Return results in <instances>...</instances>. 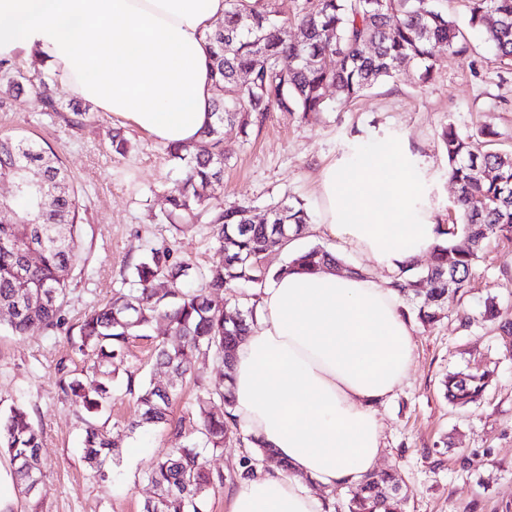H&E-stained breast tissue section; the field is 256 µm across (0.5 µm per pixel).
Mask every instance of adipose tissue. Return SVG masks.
<instances>
[{
  "mask_svg": "<svg viewBox=\"0 0 512 512\" xmlns=\"http://www.w3.org/2000/svg\"><path fill=\"white\" fill-rule=\"evenodd\" d=\"M224 0H0V58L37 60L74 98L163 145L198 139L213 84L205 38ZM409 146L384 141L320 181L323 227L390 270L428 252L436 209ZM413 326L388 285L292 271L264 288L230 382L239 429L287 460L239 480L229 512H329L373 473L377 407L413 360Z\"/></svg>",
  "mask_w": 512,
  "mask_h": 512,
  "instance_id": "1",
  "label": "adipose tissue"
}]
</instances>
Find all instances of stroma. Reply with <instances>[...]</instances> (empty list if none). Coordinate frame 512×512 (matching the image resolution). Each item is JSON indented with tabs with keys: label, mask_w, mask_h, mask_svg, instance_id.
Instances as JSON below:
<instances>
[{
	"label": "stroma",
	"mask_w": 512,
	"mask_h": 512,
	"mask_svg": "<svg viewBox=\"0 0 512 512\" xmlns=\"http://www.w3.org/2000/svg\"><path fill=\"white\" fill-rule=\"evenodd\" d=\"M468 37L466 58L434 48L428 83L399 75L312 122L274 111L246 141L237 127H225L224 140L234 153L224 166L217 205L243 206L259 219L271 204L302 200L312 222L298 241L300 248L319 245L340 252L346 266L382 282L391 279V272L369 256L341 252L338 241L323 231L319 176L327 164L358 158L379 141L408 144L411 163L427 168L439 223L453 222L456 189L438 143L441 126L451 121L471 131L488 120L501 146L512 149V66L496 60L479 32ZM14 63L27 80L17 89L0 74V132L26 134L61 158L82 204L84 260L70 274L65 329L15 336L0 326V411L24 404L42 432L44 476L37 512H141L155 494L144 473L170 447L168 433L147 429L124 439V449L134 450V457H121L105 473L96 472L83 459L85 424L61 394L58 368L66 366L74 374L86 368L90 359L72 348L71 329L116 291L134 288L133 267L144 254L168 250L187 261L194 287L224 255L210 213L188 226L161 222L167 207L164 188L180 175L179 163L167 156L164 145L95 106L79 117L66 111L72 98L56 83L49 91L64 109L42 111L36 88L45 74L26 58ZM117 129L132 144L123 156L112 152ZM489 299L500 310L495 323L480 318ZM462 309L471 318L469 325L453 313L431 325L415 323L409 373L378 407L384 437L378 467L400 473L407 489L402 512H512V336L498 330L499 323L512 321V239L485 241ZM477 366L494 373L480 404L467 409L449 404L444 377ZM251 452L249 445L231 440L223 451L208 454L209 467L225 476L223 488L208 500V512H229L234 470Z\"/></svg>",
	"instance_id": "obj_1"
}]
</instances>
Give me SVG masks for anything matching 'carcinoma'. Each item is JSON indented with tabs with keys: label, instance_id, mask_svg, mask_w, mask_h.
<instances>
[{
	"label": "carcinoma",
	"instance_id": "1",
	"mask_svg": "<svg viewBox=\"0 0 512 512\" xmlns=\"http://www.w3.org/2000/svg\"><path fill=\"white\" fill-rule=\"evenodd\" d=\"M468 25L482 32L497 59L512 64V0H467ZM447 0H225L224 19L207 35L211 77L221 91L211 103L214 122L191 145H169L166 153L183 163V174L166 187V218L187 219L206 210L223 188L224 165L231 158L224 144V125L238 127L243 137L261 126L272 111L298 113L317 119L324 112L346 107L375 85L398 75L408 63L417 79L433 74L432 49L466 56L469 38L448 14ZM299 34L288 37V27ZM333 89L336 102L327 98ZM497 132L483 125L470 133L454 123L443 126L440 145L448 175L456 186L455 222L437 226L433 262L418 277L414 266L400 269L390 287L412 302L424 324L439 321L455 309L483 243L491 236L512 237V152L494 147ZM39 170L38 189L0 205V315L7 327L24 335L64 324L68 276L82 261L79 195L59 158L32 140L0 134V181L15 182ZM311 215L300 200H281L260 222L246 207L214 213L211 223L224 262L210 267L199 289L187 288L189 264L152 250L134 266L137 287L118 291L100 307L85 313L73 345L92 363L79 375L62 378L64 397L85 414L84 461L100 469L120 462L121 442L97 428L95 420L115 399L113 380L126 362L136 339L148 337L159 320L168 335L155 343V365L166 382H135L127 374V392L138 411L128 420L127 436L146 428H161L181 440L156 458L146 478L156 496L143 512H206L209 497L224 486V472L206 468L205 454L224 448L230 439L253 440L230 426L233 394L229 384L196 396L199 426L186 431L171 418L179 390L200 358H212L229 378L234 352L254 321L257 299L267 282L290 270L314 273L338 266L328 250L315 246L293 253L273 268L264 259L286 249L288 241L306 233ZM468 239L465 247L458 240ZM37 260L28 263L30 249ZM167 288H155L158 281ZM427 287H420L421 283ZM453 288H448V283ZM490 382L487 371H458L444 380L448 400L459 407L477 404ZM42 434L21 404L0 416V450L12 465L23 497L34 501L35 480L43 477ZM256 456L240 459L236 476L254 474L257 464H286L264 447ZM402 484L393 472H374L350 491L348 512H396Z\"/></svg>",
	"mask_w": 512,
	"mask_h": 512
}]
</instances>
